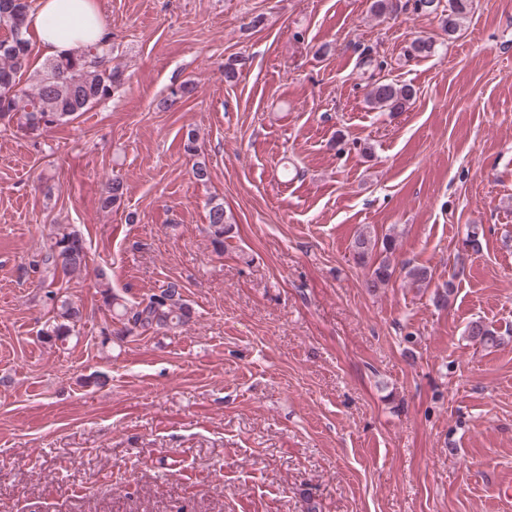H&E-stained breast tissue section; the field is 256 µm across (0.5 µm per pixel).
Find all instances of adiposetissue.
<instances>
[{
	"label": "adipose tissue",
	"instance_id": "ef3b65f1",
	"mask_svg": "<svg viewBox=\"0 0 512 512\" xmlns=\"http://www.w3.org/2000/svg\"><path fill=\"white\" fill-rule=\"evenodd\" d=\"M28 34L44 59L70 56L108 38L96 0H34Z\"/></svg>",
	"mask_w": 512,
	"mask_h": 512
}]
</instances>
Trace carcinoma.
<instances>
[{"label":"carcinoma","mask_w":512,"mask_h":512,"mask_svg":"<svg viewBox=\"0 0 512 512\" xmlns=\"http://www.w3.org/2000/svg\"><path fill=\"white\" fill-rule=\"evenodd\" d=\"M442 0H374L373 9L379 14L412 7L421 14H436ZM469 0H453L450 13L442 20L443 30L453 35L460 28V20L468 13ZM31 0H0V120L18 119L26 134L38 137L53 125L66 124L79 112L87 111L93 104L107 99L112 91L125 83L122 69L106 64L105 58L112 48L99 50L94 46L78 55L54 59L45 64L42 74L32 85L21 84L22 76L29 70L31 44L27 38V17ZM436 44L425 38L414 40L407 50L412 59L435 55ZM416 96L413 85L377 79L368 85L367 103L384 112L405 111ZM123 182L115 178L107 185L104 206L121 202ZM209 231L215 246H224V234L230 229V216L222 203H210L208 210ZM355 257L362 263L372 256L378 261L369 268L366 287L373 291L385 287L392 276L391 257L396 251V239L388 234L379 239L369 231H360L352 242ZM83 241L75 233L62 231L42 259L45 268L65 276L79 274L86 266ZM410 284L421 288L428 286L432 274L425 266H412L406 271ZM103 302L123 327L118 336H129L138 329L169 330L188 324L191 311L184 302L182 285L170 281L160 293L148 301L130 305L112 292L109 284H102ZM80 318L78 307L68 300L56 306L52 323L43 330L50 339L66 340L73 325ZM468 335L483 344L497 342L495 331L480 321L470 323Z\"/></svg>","instance_id":"1"}]
</instances>
